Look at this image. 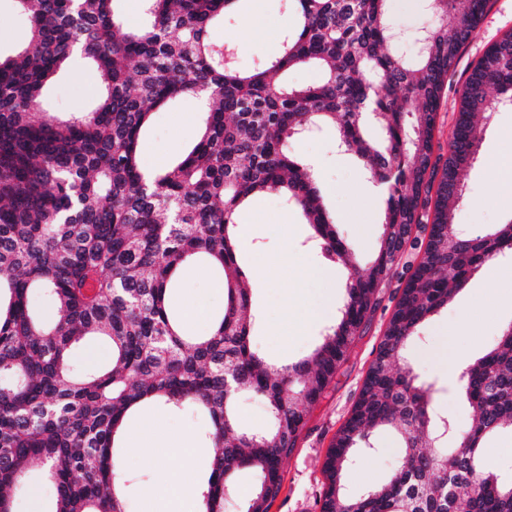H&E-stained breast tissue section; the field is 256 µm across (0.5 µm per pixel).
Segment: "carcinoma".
I'll return each instance as SVG.
<instances>
[{"instance_id": "carcinoma-1", "label": "carcinoma", "mask_w": 512, "mask_h": 512, "mask_svg": "<svg viewBox=\"0 0 512 512\" xmlns=\"http://www.w3.org/2000/svg\"><path fill=\"white\" fill-rule=\"evenodd\" d=\"M117 2L16 0L28 42L0 57V512H14L35 463L54 489V512H128L116 435L145 402L207 416L214 451L197 489L204 512H224L244 470L258 483L242 512H269L310 408L394 278L405 284L329 448L320 512H512V477L487 447L512 431V334L502 330L464 369L473 420L451 448L442 433L453 424L402 359L474 274L512 257V220L484 235L453 223L485 126L512 106V33L472 67L448 158L432 161L448 73L489 0H427L419 30L428 42L412 56L398 48L389 0H285L294 24L280 53L248 71L236 64L239 47L213 34L243 0H142L137 30ZM76 52L94 63L105 92L90 111L59 120L42 111V89ZM301 67L321 81L288 84ZM185 97L203 114L197 142L168 168L146 170L139 147L152 111ZM370 118L382 131L373 140ZM327 125L337 129L336 148L356 153L367 181L386 188L378 252L365 265L336 230L312 166L288 148ZM266 193L295 208L324 257L348 271L334 323L308 356L281 366L252 344V288L236 238L241 206ZM409 249L416 261L400 272ZM193 261L224 285V308L202 336L170 305L178 271ZM36 291L52 298V317L32 307ZM86 336L108 341L111 362L75 373L72 351ZM242 394L264 403V430L238 425ZM382 429L402 438L396 472L347 495L343 471Z\"/></svg>"}]
</instances>
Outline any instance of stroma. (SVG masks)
Segmentation results:
<instances>
[{"label": "stroma", "mask_w": 512, "mask_h": 512, "mask_svg": "<svg viewBox=\"0 0 512 512\" xmlns=\"http://www.w3.org/2000/svg\"><path fill=\"white\" fill-rule=\"evenodd\" d=\"M264 19L271 21V28L260 38L242 42V33ZM293 23V17L284 10L283 0H246L241 13L225 18L215 34L220 40L239 45L237 65L249 69L278 54L279 35ZM509 32H512V0H490L477 36L462 49L448 77L433 136L436 158L443 160L448 156V142L459 108V90L472 66L488 45ZM28 38L26 18L15 0H0V55L14 54ZM101 92L89 61L77 56L44 88L42 106L66 117L89 111ZM200 124L198 102L193 98L181 99L155 112L141 140L144 167L159 170L178 159L196 141ZM511 144L512 108H503L495 112L482 134L477 159L467 174L464 199L454 213L455 223L470 232H483L512 218V210L499 204L495 176V161ZM291 150L296 158L305 161L313 157L322 159L318 179L324 200L339 221L341 235L362 261H370L378 249L384 200L378 189L362 176L356 157L337 149L335 131L330 127L301 136L292 143ZM239 217L259 226V248L265 249L267 257H277L288 243L299 250L308 244V226L278 195L255 198ZM264 280V287L255 288L253 296L254 344L269 360L297 361L317 344L323 324L297 327L284 344L270 335L268 325L280 320L284 300H291L296 308L311 300L314 285L295 263L282 272L266 269ZM397 288L394 282L386 286V298L365 333L356 337L323 399L312 408L293 454L282 464V489L270 512H319L327 451L348 418L376 357L393 310L390 297ZM511 322L512 264L502 262L496 274H489L485 269L476 273L448 308L432 317L419 337L407 344L404 352L407 362L421 382L431 385L434 405L452 418L456 431H465L472 420V410L457 378L459 371L493 346L502 329ZM133 419L152 423L163 436L192 433L200 440L201 458H208L212 453L209 443L203 440L207 420L196 411L172 412L146 406ZM376 446L375 454L358 458L345 473L348 492L359 493L383 484L397 468L398 434L392 430L378 432ZM121 465L126 476L128 512H143L144 492L155 482L157 469L138 451L130 449L124 451Z\"/></svg>", "instance_id": "stroma-1"}]
</instances>
